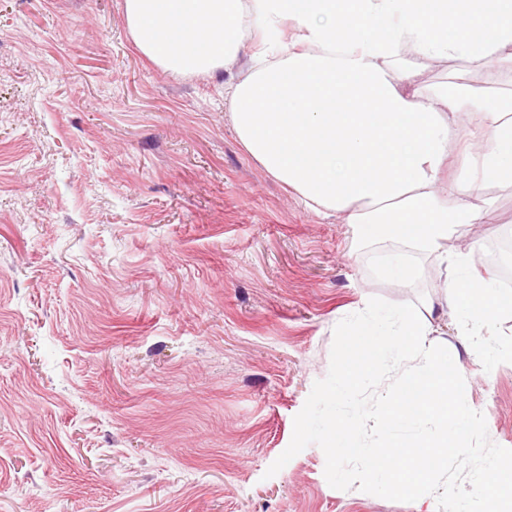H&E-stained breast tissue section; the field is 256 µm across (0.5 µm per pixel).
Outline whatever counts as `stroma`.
Returning a JSON list of instances; mask_svg holds the SVG:
<instances>
[{"label": "stroma", "instance_id": "1", "mask_svg": "<svg viewBox=\"0 0 512 512\" xmlns=\"http://www.w3.org/2000/svg\"><path fill=\"white\" fill-rule=\"evenodd\" d=\"M252 51L172 73L124 0H0V512H415L332 488L315 444L266 474L373 297L417 304L512 448V319L470 346L434 255L359 243L246 153L229 90ZM414 63L421 86L476 76ZM492 195L448 242L490 286L512 188ZM394 255L411 280L385 276Z\"/></svg>", "mask_w": 512, "mask_h": 512}]
</instances>
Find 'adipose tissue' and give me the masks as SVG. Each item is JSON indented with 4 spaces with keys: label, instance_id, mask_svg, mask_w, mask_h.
Listing matches in <instances>:
<instances>
[{
    "label": "adipose tissue",
    "instance_id": "1",
    "mask_svg": "<svg viewBox=\"0 0 512 512\" xmlns=\"http://www.w3.org/2000/svg\"><path fill=\"white\" fill-rule=\"evenodd\" d=\"M136 49L162 69L209 71L257 45L233 85L247 154L358 241L396 237L444 266L458 228L512 187V0H124ZM295 41L281 37L285 21ZM467 61L477 84L418 87L409 56ZM460 333L512 315V295L476 274L446 297Z\"/></svg>",
    "mask_w": 512,
    "mask_h": 512
}]
</instances>
